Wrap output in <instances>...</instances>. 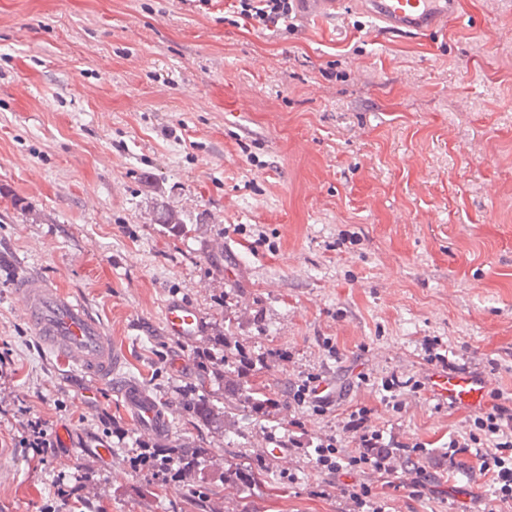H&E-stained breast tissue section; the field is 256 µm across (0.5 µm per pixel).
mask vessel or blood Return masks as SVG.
I'll return each mask as SVG.
<instances>
[{"mask_svg": "<svg viewBox=\"0 0 512 512\" xmlns=\"http://www.w3.org/2000/svg\"><path fill=\"white\" fill-rule=\"evenodd\" d=\"M370 13L389 33L417 34L435 31L458 16V0H366ZM16 295L27 323L71 366L102 384L113 381L125 352L106 336L97 319L82 304L60 293L49 282L24 276ZM163 324L169 335L194 337L201 317L190 305L168 302L163 308ZM428 390L434 399L452 407L471 411L485 408L491 393L487 379L475 372L433 371ZM118 393L141 431L165 437L167 417L137 384L116 383Z\"/></svg>", "mask_w": 512, "mask_h": 512, "instance_id": "vessel-or-blood-1", "label": "vessel or blood"}]
</instances>
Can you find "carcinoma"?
Returning a JSON list of instances; mask_svg holds the SVG:
<instances>
[{"label":"carcinoma","instance_id":"obj_1","mask_svg":"<svg viewBox=\"0 0 512 512\" xmlns=\"http://www.w3.org/2000/svg\"><path fill=\"white\" fill-rule=\"evenodd\" d=\"M155 221L172 236L187 232V225L181 216L163 206L158 207ZM234 344L236 341L231 327L227 326L224 334L215 341V345L224 350V371L214 369V375L224 384V406L217 405L211 394L196 397L192 401V413L199 422L226 432L235 428V411L243 409L258 418L274 419L280 405L278 400L263 389L250 384V378L258 372L256 362L241 350L233 351ZM207 452L206 448H151L138 456L137 463L140 467L161 473L171 474L178 469L183 477L193 479L200 459ZM266 476V470L258 464L229 460L224 462V482L238 486L249 497L255 492H262Z\"/></svg>","mask_w":512,"mask_h":512}]
</instances>
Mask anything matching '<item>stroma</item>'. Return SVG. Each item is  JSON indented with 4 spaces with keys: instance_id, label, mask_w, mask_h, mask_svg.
I'll return each instance as SVG.
<instances>
[{
    "instance_id": "obj_1",
    "label": "stroma",
    "mask_w": 512,
    "mask_h": 512,
    "mask_svg": "<svg viewBox=\"0 0 512 512\" xmlns=\"http://www.w3.org/2000/svg\"><path fill=\"white\" fill-rule=\"evenodd\" d=\"M293 23L233 22L229 0H0V440L17 449L0 512H44L61 482L57 512L244 508L231 457L266 465L261 512H358L364 485L383 512H512L473 449L448 452L471 412L382 391L424 381L436 338L512 411V0H459L412 37L378 32L362 0ZM160 203L186 234L153 224ZM32 272L124 348L118 375L167 410V437L33 335L14 295ZM171 299L198 310L197 336L167 334ZM228 326L263 359L280 428L242 415L224 433L188 410ZM310 375L333 389L324 410L293 399ZM20 407L73 447L38 464ZM361 408L389 473L319 469L321 439L358 448ZM146 445L207 454L174 482L132 468Z\"/></svg>"
}]
</instances>
